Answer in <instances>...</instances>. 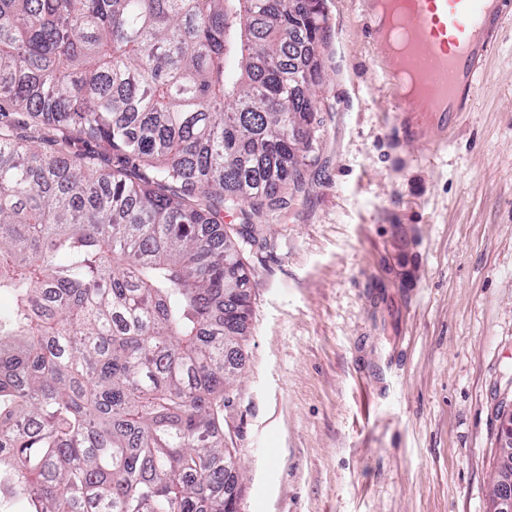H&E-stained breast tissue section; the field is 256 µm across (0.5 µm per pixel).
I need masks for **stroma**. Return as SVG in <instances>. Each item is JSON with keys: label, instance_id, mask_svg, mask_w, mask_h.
<instances>
[{"label": "stroma", "instance_id": "stroma-1", "mask_svg": "<svg viewBox=\"0 0 512 512\" xmlns=\"http://www.w3.org/2000/svg\"><path fill=\"white\" fill-rule=\"evenodd\" d=\"M321 125L253 273L224 435L240 512H491L512 406V23L433 153L403 135L358 0H324Z\"/></svg>", "mask_w": 512, "mask_h": 512}]
</instances>
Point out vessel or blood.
<instances>
[{
    "instance_id": "obj_1",
    "label": "vessel or blood",
    "mask_w": 512,
    "mask_h": 512,
    "mask_svg": "<svg viewBox=\"0 0 512 512\" xmlns=\"http://www.w3.org/2000/svg\"><path fill=\"white\" fill-rule=\"evenodd\" d=\"M367 27L376 49L375 63L390 74V48L373 0L365 4ZM512 20V0H412L409 24L414 33L406 60L425 85L418 96L397 90L403 133L422 148L436 145V131L473 98L481 78L479 64L491 48L492 33Z\"/></svg>"
}]
</instances>
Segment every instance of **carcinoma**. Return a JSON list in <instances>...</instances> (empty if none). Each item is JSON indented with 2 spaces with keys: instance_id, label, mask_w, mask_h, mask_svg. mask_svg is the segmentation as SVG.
Wrapping results in <instances>:
<instances>
[{
  "instance_id": "1",
  "label": "carcinoma",
  "mask_w": 512,
  "mask_h": 512,
  "mask_svg": "<svg viewBox=\"0 0 512 512\" xmlns=\"http://www.w3.org/2000/svg\"><path fill=\"white\" fill-rule=\"evenodd\" d=\"M321 17L0 0V504L237 512L224 407L252 285L224 213L246 232L303 185Z\"/></svg>"
}]
</instances>
